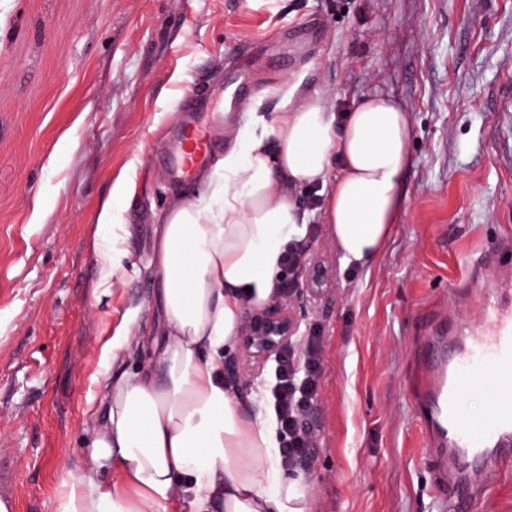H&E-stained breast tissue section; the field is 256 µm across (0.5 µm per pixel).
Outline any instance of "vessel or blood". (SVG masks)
Returning a JSON list of instances; mask_svg holds the SVG:
<instances>
[{"instance_id":"b4317fda","label":"vessel or blood","mask_w":512,"mask_h":512,"mask_svg":"<svg viewBox=\"0 0 512 512\" xmlns=\"http://www.w3.org/2000/svg\"><path fill=\"white\" fill-rule=\"evenodd\" d=\"M215 125L185 121L170 148L169 177L173 183L194 182L213 157ZM470 298L481 306L477 323L450 319L444 335H425L414 348L418 375L413 389V408L426 435L439 477L431 487L435 499H443L449 484L464 483L469 494L480 493L481 482L472 471L490 467L497 472L504 461L487 462L491 448L512 447V276L496 261L477 259L466 263ZM480 394L486 413L463 414V399ZM17 468L0 456V512H18Z\"/></svg>"}]
</instances>
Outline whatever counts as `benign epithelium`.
Instances as JSON below:
<instances>
[{
  "label": "benign epithelium",
  "mask_w": 512,
  "mask_h": 512,
  "mask_svg": "<svg viewBox=\"0 0 512 512\" xmlns=\"http://www.w3.org/2000/svg\"><path fill=\"white\" fill-rule=\"evenodd\" d=\"M327 277L321 274L319 263L310 265L304 282V291L317 298L327 288ZM302 318L291 304L270 305L251 312L246 317L240 338L244 355L253 360H264L277 354L282 346L292 343L299 335Z\"/></svg>",
  "instance_id": "7a95c632"
}]
</instances>
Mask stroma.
I'll return each mask as SVG.
<instances>
[{"label": "stroma", "instance_id": "stroma-1", "mask_svg": "<svg viewBox=\"0 0 512 512\" xmlns=\"http://www.w3.org/2000/svg\"><path fill=\"white\" fill-rule=\"evenodd\" d=\"M259 43L262 111L297 78L336 113L382 94L412 120L380 258L353 272L328 225L307 238L331 272L322 298L292 297L321 336L311 512H436L409 339L426 308L477 321L452 284L463 259L512 261V0H0V454L18 462L21 512H55L62 481L92 466L84 410L128 321L146 334L122 364L152 363L156 229L195 192L160 159L184 107L209 123L213 91ZM114 199L120 224L100 226ZM109 238L123 258L108 278ZM273 366L237 346L224 358L244 394Z\"/></svg>", "mask_w": 512, "mask_h": 512}]
</instances>
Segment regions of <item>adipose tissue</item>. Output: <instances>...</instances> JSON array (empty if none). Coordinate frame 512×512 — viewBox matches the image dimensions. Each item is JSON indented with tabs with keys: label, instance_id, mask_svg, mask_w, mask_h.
Listing matches in <instances>:
<instances>
[{
	"label": "adipose tissue",
	"instance_id": "ef3b65f1",
	"mask_svg": "<svg viewBox=\"0 0 512 512\" xmlns=\"http://www.w3.org/2000/svg\"><path fill=\"white\" fill-rule=\"evenodd\" d=\"M298 87L289 82L274 115L249 112L223 174L164 213L156 362L111 375L101 405H88L105 411L93 464L63 481L56 512H311L281 466L265 385L245 395L226 385L224 357L245 303L269 300L284 247L306 235L293 189L321 187L344 262L380 257L405 207L412 126L389 97H367L340 119L322 94Z\"/></svg>",
	"mask_w": 512,
	"mask_h": 512
}]
</instances>
